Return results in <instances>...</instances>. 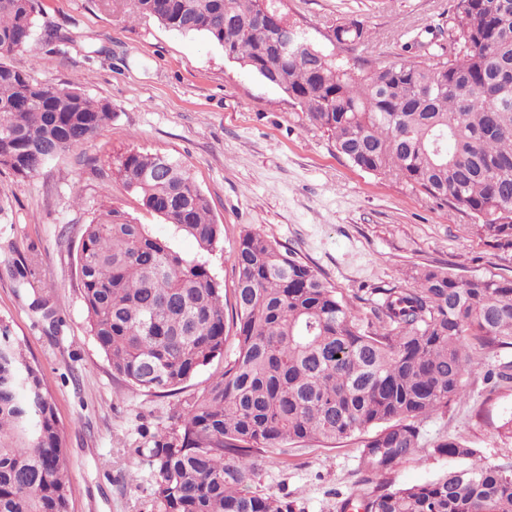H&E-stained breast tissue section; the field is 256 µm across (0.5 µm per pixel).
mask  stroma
I'll use <instances>...</instances> for the list:
<instances>
[{
	"label": "stroma",
	"mask_w": 512,
	"mask_h": 512,
	"mask_svg": "<svg viewBox=\"0 0 512 512\" xmlns=\"http://www.w3.org/2000/svg\"><path fill=\"white\" fill-rule=\"evenodd\" d=\"M30 45L9 59L40 82L75 83L111 104V124L81 148L19 180L0 168V195L11 207L0 223V320L47 381L64 426L70 461L69 512H156L154 477L141 449L168 430L172 414L233 357L226 342L214 360L172 395L130 390L112 371L89 332L78 271L85 224L105 207L167 232L116 174L130 150L166 152L183 162L208 197L224 239L210 255L213 274L231 290L230 253L242 230L295 252L337 286L361 316L372 317L376 289L406 285L411 268L442 266L512 277V250H498L472 229L465 210H447L410 185L353 167L333 140L299 107L200 35H182L155 19H131L130 0H39ZM288 13L323 49L327 32L347 19L371 32L364 47L339 49L352 67L399 59L404 44L444 32L454 0H286ZM68 43L48 42L51 33ZM36 265L40 292L14 278ZM42 296L54 320L33 308ZM475 368L467 394L419 424V445L387 475L365 480L360 456L367 439L297 442L288 455L255 457L252 492L272 494L298 512H339L347 498L434 480L459 466L438 453L454 439L486 464L512 465V385L492 386L484 374L512 360L470 343Z\"/></svg>",
	"instance_id": "stroma-1"
}]
</instances>
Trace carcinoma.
<instances>
[{"mask_svg": "<svg viewBox=\"0 0 512 512\" xmlns=\"http://www.w3.org/2000/svg\"><path fill=\"white\" fill-rule=\"evenodd\" d=\"M284 2L132 0L130 16L206 37L285 94L353 166L464 209L488 245L512 249V0H455L448 44L416 42L405 51L421 53L358 72L308 37L278 62L279 30L257 21L265 11L288 15ZM36 14V0H0V168L20 180L113 117L109 103L7 62L30 44ZM332 33L338 47L371 38L358 19ZM117 173L169 234L112 207L85 226L82 297L112 371L135 390L172 393L236 343L169 430L134 449L153 470L157 512H295L248 490L254 454L378 426L360 460L383 476L418 447V421L464 397L467 337L493 352L512 348V279L417 268L409 286L374 289L365 321L315 269L250 231L232 250L227 298L207 260L221 225L189 170L166 154L130 151ZM182 236L197 254L177 249ZM14 276L41 287L32 266ZM435 448L471 463L364 499L363 512H512V466L479 463L456 440ZM68 472L43 374L0 324V512H68Z\"/></svg>", "mask_w": 512, "mask_h": 512, "instance_id": "1", "label": "carcinoma"}]
</instances>
